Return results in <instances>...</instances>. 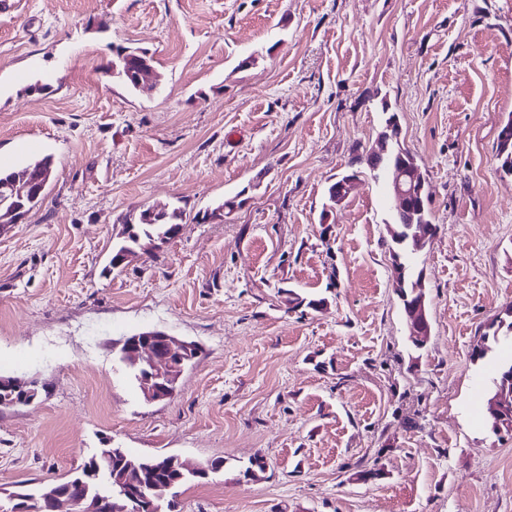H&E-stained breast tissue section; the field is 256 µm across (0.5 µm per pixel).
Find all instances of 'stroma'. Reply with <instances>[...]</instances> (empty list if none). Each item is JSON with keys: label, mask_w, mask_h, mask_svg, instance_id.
<instances>
[{"label": "stroma", "mask_w": 512, "mask_h": 512, "mask_svg": "<svg viewBox=\"0 0 512 512\" xmlns=\"http://www.w3.org/2000/svg\"><path fill=\"white\" fill-rule=\"evenodd\" d=\"M119 45L152 52L160 92L106 74ZM390 112L438 226L420 349L383 189L326 195ZM511 115L512 0H8L0 165L49 155L54 178L0 234V375L41 389L0 408V506L113 446L223 459L178 512H512L495 369L470 359L512 306ZM164 204L177 236L110 268L121 216ZM147 328L201 347L154 403L116 355ZM498 156L501 159V169L506 174H512V117L503 123L499 132Z\"/></svg>", "instance_id": "obj_1"}]
</instances>
